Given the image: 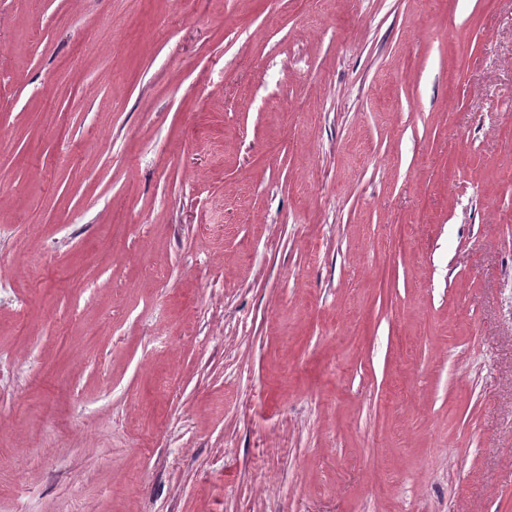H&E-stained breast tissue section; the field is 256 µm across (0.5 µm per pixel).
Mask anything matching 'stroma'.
Masks as SVG:
<instances>
[{
    "label": "stroma",
    "instance_id": "35a3bbf8",
    "mask_svg": "<svg viewBox=\"0 0 512 512\" xmlns=\"http://www.w3.org/2000/svg\"><path fill=\"white\" fill-rule=\"evenodd\" d=\"M0 512H512V0H0Z\"/></svg>",
    "mask_w": 512,
    "mask_h": 512
}]
</instances>
